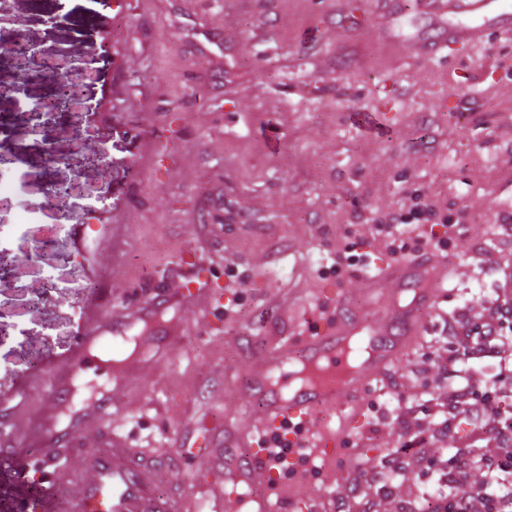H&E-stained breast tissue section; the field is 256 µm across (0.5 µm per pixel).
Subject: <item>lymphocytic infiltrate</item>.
<instances>
[{"label": "lymphocytic infiltrate", "instance_id": "f902f5d3", "mask_svg": "<svg viewBox=\"0 0 512 512\" xmlns=\"http://www.w3.org/2000/svg\"><path fill=\"white\" fill-rule=\"evenodd\" d=\"M410 200V205L369 225L371 237L381 240L397 259L446 253L449 244L463 234L464 224L436 215L421 194H412ZM434 218L440 225L436 232L427 227ZM441 322L443 349L421 353L406 372L418 382L421 392L418 397L401 400L396 409L399 446L383 462L393 478L382 482L381 488L386 495H394L403 483L418 480L431 467L436 453L444 449L448 470L435 492L417 502H396L394 512H512V388L503 385L490 392L455 380L459 365L473 353L466 331L468 321L451 312ZM434 368L449 380L447 401H438L436 389L428 381ZM422 413L433 418L431 428L425 431L418 427ZM465 426L470 429L466 447H449V438L458 437ZM486 439L495 442L496 453H472V446ZM475 470L484 474L483 482L476 486L469 481Z\"/></svg>", "mask_w": 512, "mask_h": 512}]
</instances>
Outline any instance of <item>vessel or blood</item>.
I'll return each instance as SVG.
<instances>
[{
	"mask_svg": "<svg viewBox=\"0 0 512 512\" xmlns=\"http://www.w3.org/2000/svg\"><path fill=\"white\" fill-rule=\"evenodd\" d=\"M436 11L465 18L455 39L468 44L482 31L512 32V0H427ZM445 259L413 261L381 268L366 279L361 293L337 297L336 315L328 317L310 335L301 337L298 358L288 357L271 344L252 367L248 391L261 399V411L250 426L225 422L211 431L195 457L209 468L199 497L188 512H283L272 497L276 462L266 441L271 432L287 426L289 458L315 448L324 459H335L346 441L343 430L318 422L320 411L345 413L349 403L369 383L396 363L400 353L419 336V312L435 298L433 286L443 279ZM414 297L407 306L405 292ZM389 298L388 319L369 322L349 307L358 296ZM204 305L221 302L223 295L210 288L186 287L178 296L163 294L138 300L123 310L106 309L83 330L76 349L62 364L38 372L35 387L43 395L32 429L40 449L29 453L15 446L13 424L0 418V460L20 473H37L32 512H172L165 486L176 483L172 469L157 466L112 429L124 412V397L132 376L145 365H157L176 349L184 326L164 327L143 337L145 355H121L133 331L151 326L174 299ZM96 428L105 448L94 460L93 476L84 475L74 459L83 451L81 437Z\"/></svg>",
	"mask_w": 512,
	"mask_h": 512,
	"instance_id": "1",
	"label": "vessel or blood"
}]
</instances>
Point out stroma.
<instances>
[{"label":"stroma","mask_w":512,"mask_h":512,"mask_svg":"<svg viewBox=\"0 0 512 512\" xmlns=\"http://www.w3.org/2000/svg\"><path fill=\"white\" fill-rule=\"evenodd\" d=\"M447 17L406 0H15L0 23V54L13 34L62 49L94 47L91 104L37 132L9 95L28 100L45 85L81 82L82 63L34 78L0 71V246L16 257L0 280V396L59 361L87 317L160 290L177 291L184 254L193 274L222 286V306L190 320L171 361L126 395L121 434L143 453L176 464L185 495L200 459L171 460L175 443L226 420L248 423L258 398L242 386L272 339L307 335L322 305L391 263L383 242L363 240L358 266L330 273L354 224H368L420 191L439 213H465L449 271L423 333L370 383L350 411L349 449L314 472H285L283 497L347 496L344 475L380 463L397 444L392 406L417 393L403 372L439 345L438 310L485 320L512 234L495 222L512 212V36L484 31L451 43ZM51 138L74 158L106 149L99 167L47 173ZM78 179L103 201L46 208L49 179ZM51 248L28 258L42 238ZM498 358L463 364L474 386L494 384L512 359V329Z\"/></svg>","instance_id":"stroma-1"}]
</instances>
